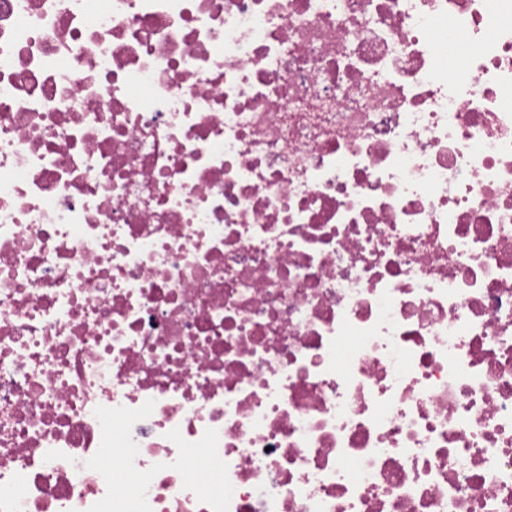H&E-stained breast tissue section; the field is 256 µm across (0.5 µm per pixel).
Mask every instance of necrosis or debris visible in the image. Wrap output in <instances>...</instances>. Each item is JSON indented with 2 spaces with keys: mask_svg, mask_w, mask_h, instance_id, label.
I'll list each match as a JSON object with an SVG mask.
<instances>
[{
  "mask_svg": "<svg viewBox=\"0 0 512 512\" xmlns=\"http://www.w3.org/2000/svg\"><path fill=\"white\" fill-rule=\"evenodd\" d=\"M0 512H512V0H0Z\"/></svg>",
  "mask_w": 512,
  "mask_h": 512,
  "instance_id": "1",
  "label": "necrosis or debris"
}]
</instances>
